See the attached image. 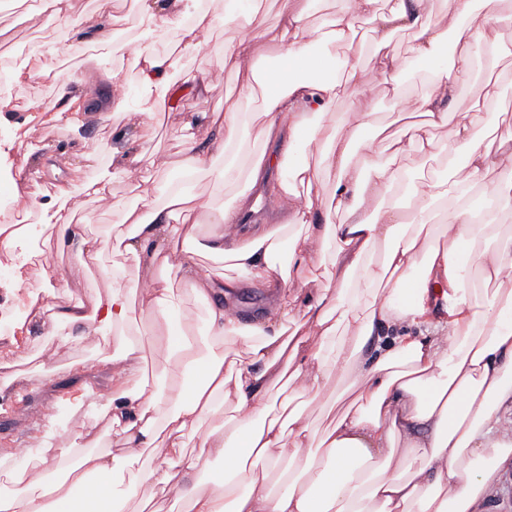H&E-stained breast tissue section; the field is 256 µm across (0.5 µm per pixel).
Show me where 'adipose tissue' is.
<instances>
[{
  "label": "adipose tissue",
  "instance_id": "adipose-tissue-1",
  "mask_svg": "<svg viewBox=\"0 0 512 512\" xmlns=\"http://www.w3.org/2000/svg\"><path fill=\"white\" fill-rule=\"evenodd\" d=\"M275 2L224 0L218 16L202 0H136L138 41L172 37L183 56L215 26L239 34L215 68L235 74L237 94L223 117L185 119L197 139L175 163L186 178L209 173L232 201L166 184L163 204L141 198L102 239L60 222L68 192L42 205L91 286L64 307L45 286L34 314L55 331L111 332L103 361L121 384L95 417L117 448L71 429L67 447L46 443L0 471V512H147L171 492L181 512H485L512 462V124L482 101L452 111L501 56L512 0H447L439 14L433 0H342L320 18L316 0ZM43 8L76 38L104 41L76 0ZM364 20L368 50L354 63L345 51ZM400 32L406 57L392 46ZM133 62L137 100L114 94L112 109L148 121L167 108L168 60L139 49ZM412 70L426 79L415 98ZM369 74L397 121L377 116ZM485 121L506 128L496 147ZM412 157L444 162V178L409 183L400 162ZM261 196L276 199L278 223H240ZM107 247L126 263L103 264ZM177 280L206 307V354L188 342ZM244 288L271 302L247 322L224 307ZM145 310L183 326L161 384L141 368ZM226 407L230 421L204 429ZM215 460L221 480L203 482Z\"/></svg>",
  "mask_w": 512,
  "mask_h": 512
}]
</instances>
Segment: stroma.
<instances>
[{
    "mask_svg": "<svg viewBox=\"0 0 512 512\" xmlns=\"http://www.w3.org/2000/svg\"><path fill=\"white\" fill-rule=\"evenodd\" d=\"M33 0H0V63L13 65L16 55L28 49L36 40L60 41L62 54L83 55L85 46L74 39H61L48 14L32 15ZM233 31L216 28L194 57H175L171 63L173 79L197 73L210 61L223 57L225 39ZM14 91L5 106L0 107V149L7 150V168H14L22 156H29L30 166L25 173L26 202L41 204L55 195L58 186H66L71 195V207L90 221L78 225L84 235L102 234L108 225L120 223L123 209L137 201L141 192L135 181L114 175L109 186L111 209L101 208L91 196L82 193L85 183L97 180L108 170L110 155L116 142L112 137L113 116L95 107L82 112L80 127H71L60 118L65 100L59 99L51 79L14 82ZM237 89L236 78L224 73L221 81L209 91L178 99L170 111L158 113L150 124H141L138 116L123 117V125L140 134L145 147L158 152L162 167L152 172L156 183L178 180L174 167L180 152L187 144L188 133L181 128L183 116L214 114L224 110V97ZM40 262L25 263L22 257L0 253V266L10 263L17 271L12 276H0V322L18 321V328L0 325V381L16 373L15 360L21 354L39 355L51 366L50 377L33 373L24 382L4 387L0 384V456L5 457L19 448L35 446L37 437L52 434L54 442L65 440V433L54 422L40 418L47 405L64 400L74 404L72 422H90L93 404L101 402L112 392V376L100 360L91 341L71 339L56 345L47 337L48 325L21 322L29 306V296L42 288L43 268L62 263L69 265L75 258L59 254L54 240H46Z\"/></svg>",
    "mask_w": 512,
    "mask_h": 512,
    "instance_id": "stroma-1",
    "label": "stroma"
}]
</instances>
